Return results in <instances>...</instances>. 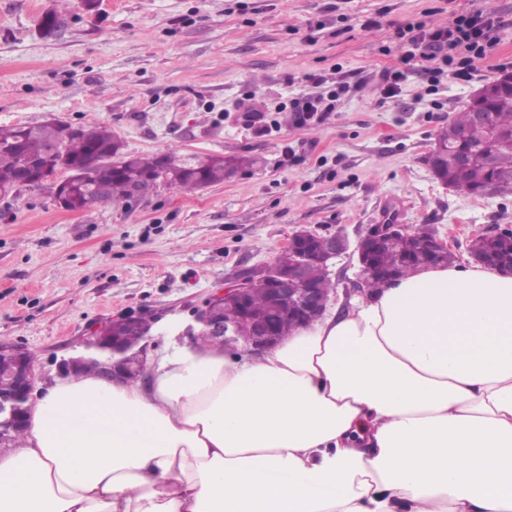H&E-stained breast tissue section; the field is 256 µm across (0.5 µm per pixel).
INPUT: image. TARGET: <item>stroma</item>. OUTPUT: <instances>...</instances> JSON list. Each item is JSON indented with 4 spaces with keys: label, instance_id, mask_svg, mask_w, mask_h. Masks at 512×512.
<instances>
[{
    "label": "stroma",
    "instance_id": "stroma-1",
    "mask_svg": "<svg viewBox=\"0 0 512 512\" xmlns=\"http://www.w3.org/2000/svg\"><path fill=\"white\" fill-rule=\"evenodd\" d=\"M0 0V126L104 123L126 152L248 155L258 163L184 194L71 212L51 185L0 200V341L34 352L41 378L89 329L155 320L151 354L191 343L193 312L241 271L271 262L295 226L350 242L397 205L431 225L459 263L474 235L512 225V196L466 195L426 162L437 132L512 62V0ZM388 12L367 26L380 7ZM64 26L45 38L41 15ZM469 10L501 20L471 75L432 89L409 71L384 97L374 73L399 64L398 27ZM300 126L296 101L338 92ZM353 253L333 259V304L361 298Z\"/></svg>",
    "mask_w": 512,
    "mask_h": 512
}]
</instances>
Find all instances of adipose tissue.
Returning a JSON list of instances; mask_svg holds the SVG:
<instances>
[{"label": "adipose tissue", "mask_w": 512, "mask_h": 512, "mask_svg": "<svg viewBox=\"0 0 512 512\" xmlns=\"http://www.w3.org/2000/svg\"><path fill=\"white\" fill-rule=\"evenodd\" d=\"M0 512H512V275L429 266L257 354L39 383Z\"/></svg>", "instance_id": "1"}]
</instances>
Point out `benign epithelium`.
Returning a JSON list of instances; mask_svg holds the SVG:
<instances>
[{
    "label": "benign epithelium",
    "mask_w": 512,
    "mask_h": 512,
    "mask_svg": "<svg viewBox=\"0 0 512 512\" xmlns=\"http://www.w3.org/2000/svg\"><path fill=\"white\" fill-rule=\"evenodd\" d=\"M159 184L151 180L134 182L129 187L132 200L153 196ZM410 227L396 220L373 224L356 243L359 276L367 281L372 269L369 253L375 249L398 246L410 249ZM350 247L348 237L339 230L332 235H318L301 227L292 232L286 245L270 263L259 269L244 271L211 295L195 315L199 333L220 341L226 348L237 347L241 337L235 325L224 322V306L233 305L245 312L252 322L248 344L254 351L265 350L277 344L282 336L279 325L289 319L308 325L327 309L330 297L313 287L311 266L318 265L325 275H330L329 261L346 252ZM450 244L435 235L427 248V259L434 263L448 253ZM264 274L263 282L276 309L273 314L256 317L248 312L250 294L255 276ZM150 322L142 317L121 319L93 331L78 342V347L93 351L100 358L87 359L70 356L60 361L58 372L70 376L92 361L98 364V374L105 379L122 378L135 381L146 378V351ZM11 360L7 372L0 371V447L12 443L16 430L26 428L29 401L35 389L36 371L27 349L10 342H0V357Z\"/></svg>",
    "instance_id": "7a95c632"
}]
</instances>
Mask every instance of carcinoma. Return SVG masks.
Wrapping results in <instances>:
<instances>
[{
	"instance_id": "obj_1",
	"label": "carcinoma",
	"mask_w": 512,
	"mask_h": 512,
	"mask_svg": "<svg viewBox=\"0 0 512 512\" xmlns=\"http://www.w3.org/2000/svg\"><path fill=\"white\" fill-rule=\"evenodd\" d=\"M38 27L41 34L52 36L61 28L60 17L52 10L47 11ZM485 103L499 130L489 162L476 168L455 161L457 150L480 151L489 141L486 130L472 125L471 110L467 107L455 113L436 136V145L442 149L441 175L448 187L464 194L480 195L488 190L512 195V91L500 88L485 97ZM255 162L256 159L247 156L207 154L125 157L121 143L102 123L73 130L69 124L51 119L35 125L0 127V192L21 191L17 174L29 163L39 164L48 177L64 169L70 172L65 182L66 204L71 211L94 204L118 203L129 185L142 179L151 178L164 188L190 192L200 185L221 183L235 169ZM433 235L428 224L412 227V260L407 263L399 252L384 250L376 255L377 266L397 269L401 278L418 271L426 266L427 246ZM471 247L477 252H495L503 264L512 262V242L479 239L472 241ZM224 321L235 325L242 336L251 333L250 322L236 308L224 309Z\"/></svg>"
}]
</instances>
